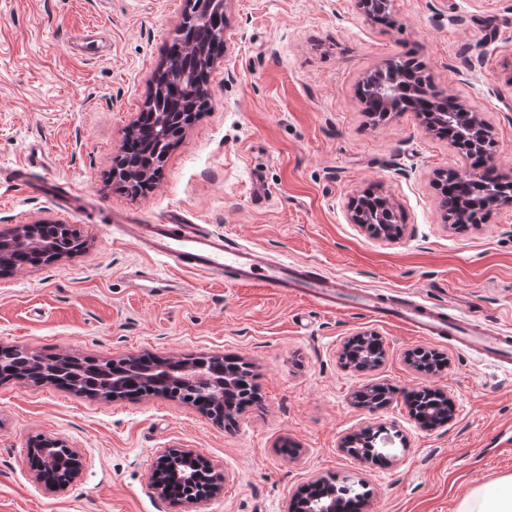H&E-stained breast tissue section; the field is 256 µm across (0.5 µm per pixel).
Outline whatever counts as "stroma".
I'll list each match as a JSON object with an SVG mask.
<instances>
[{
	"mask_svg": "<svg viewBox=\"0 0 512 512\" xmlns=\"http://www.w3.org/2000/svg\"><path fill=\"white\" fill-rule=\"evenodd\" d=\"M186 0H0V227L67 224L82 252L0 276V347L43 356L119 359L232 354L257 376L262 409L225 431L162 397L87 399L51 383L0 384V512H179L151 487L156 455L191 448L224 472L198 512H284L309 479L336 474L371 490L373 512H456L478 488L512 476V366L359 312H327L259 288L177 268L113 234L114 220L179 209L272 256L311 263L381 292L454 302L512 328V206L452 229L436 174L460 169L448 140L411 112L372 125L362 77L415 48L440 88L481 112L496 161L512 172V0H393L397 24L367 20L357 0H224V54L208 78L210 109L165 158L152 189L112 179ZM86 33L99 46L76 43ZM39 150L31 178L71 188L69 205L2 179ZM368 188L402 214L399 238L371 237L348 212ZM139 268L178 281L180 295L144 293ZM373 332L378 367L347 369L344 343ZM420 348L447 360L427 376ZM384 382L446 391L455 417L420 429L403 399L370 413L353 394ZM385 426L394 460L363 463L344 437ZM60 435L85 458L62 493L36 483L32 439Z\"/></svg>",
	"mask_w": 512,
	"mask_h": 512,
	"instance_id": "1",
	"label": "stroma"
}]
</instances>
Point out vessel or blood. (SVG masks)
<instances>
[{
    "mask_svg": "<svg viewBox=\"0 0 512 512\" xmlns=\"http://www.w3.org/2000/svg\"><path fill=\"white\" fill-rule=\"evenodd\" d=\"M122 232L152 256L207 277L225 276L235 285L295 296L329 311L354 310L379 320L396 321L416 335L448 339L502 363L512 361V333L470 319L456 305L440 307L355 287L311 264L274 258L224 232L190 223L179 212L167 213L155 222L123 225Z\"/></svg>",
    "mask_w": 512,
    "mask_h": 512,
    "instance_id": "1",
    "label": "vessel or blood"
}]
</instances>
